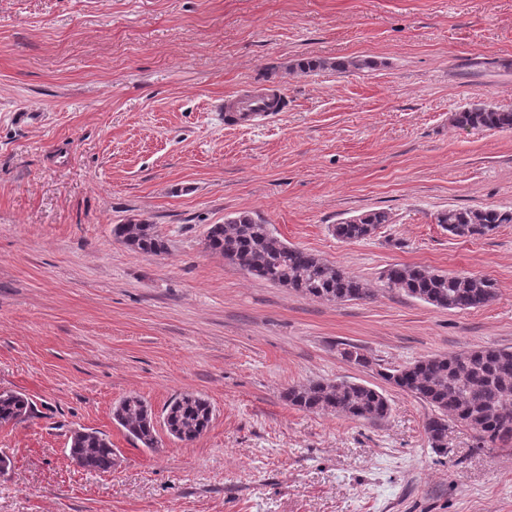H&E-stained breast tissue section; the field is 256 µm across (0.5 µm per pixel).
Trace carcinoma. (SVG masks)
I'll list each match as a JSON object with an SVG mask.
<instances>
[{
	"label": "carcinoma",
	"instance_id": "carcinoma-1",
	"mask_svg": "<svg viewBox=\"0 0 512 512\" xmlns=\"http://www.w3.org/2000/svg\"><path fill=\"white\" fill-rule=\"evenodd\" d=\"M366 59L336 61L304 59L296 63L303 72L331 68L340 73L370 67ZM454 127L463 131H512V109L474 104L451 115ZM388 212L373 210L356 220L332 226V234L344 242L370 238ZM451 235L459 238L490 236L503 224H512V211L495 206L481 209H450L436 215ZM115 235L127 247L146 255L160 256L168 242L146 220L119 224ZM205 248L276 286L326 301L363 300L371 289L342 267L316 254L294 247L278 237L269 225L248 213H239L207 230ZM387 288L425 301L438 308L469 310L488 305L497 284L490 278L460 276L421 266L391 265L382 275ZM382 378L431 406L436 414L425 424L432 448L447 452L448 420L460 421L474 433L480 448L512 445V347H484L463 354L435 355L386 369ZM289 405L302 410L333 411L353 420H382L389 414L385 395L362 383L318 380L296 384L283 392ZM31 413L22 394L0 389V426L15 425ZM152 411L137 398H124L114 407L113 418L146 448L157 443ZM213 408L204 397L187 393L174 398L164 410L166 431L180 441H192L207 430ZM70 455L88 470L108 472L115 464L112 442L103 433L80 428L71 432Z\"/></svg>",
	"mask_w": 512,
	"mask_h": 512
}]
</instances>
